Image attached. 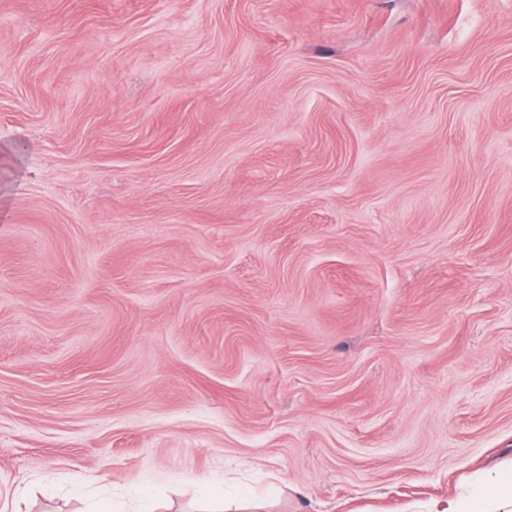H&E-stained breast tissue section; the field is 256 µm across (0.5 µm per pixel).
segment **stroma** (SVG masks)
Here are the masks:
<instances>
[{
	"mask_svg": "<svg viewBox=\"0 0 512 512\" xmlns=\"http://www.w3.org/2000/svg\"><path fill=\"white\" fill-rule=\"evenodd\" d=\"M511 461L512 0H0V512Z\"/></svg>",
	"mask_w": 512,
	"mask_h": 512,
	"instance_id": "stroma-1",
	"label": "stroma"
}]
</instances>
